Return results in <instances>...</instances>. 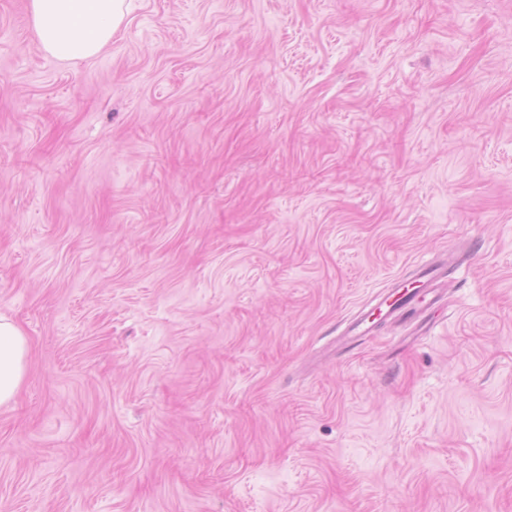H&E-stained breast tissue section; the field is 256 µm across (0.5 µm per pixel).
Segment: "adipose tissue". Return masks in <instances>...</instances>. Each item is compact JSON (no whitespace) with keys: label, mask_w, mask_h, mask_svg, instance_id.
Returning <instances> with one entry per match:
<instances>
[{"label":"adipose tissue","mask_w":512,"mask_h":512,"mask_svg":"<svg viewBox=\"0 0 512 512\" xmlns=\"http://www.w3.org/2000/svg\"><path fill=\"white\" fill-rule=\"evenodd\" d=\"M29 8L40 50L64 64L101 54L128 13L127 0H29ZM28 351L19 325L0 314V406L20 390Z\"/></svg>","instance_id":"adipose-tissue-1"}]
</instances>
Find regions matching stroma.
Returning <instances> with one entry per match:
<instances>
[{"mask_svg":"<svg viewBox=\"0 0 512 512\" xmlns=\"http://www.w3.org/2000/svg\"><path fill=\"white\" fill-rule=\"evenodd\" d=\"M0 313V512H512V0H0ZM29 8L38 47L64 64L101 54L128 13L126 0H29ZM446 271L436 264L419 268L413 279L399 283L379 296L378 301L352 319L345 330L343 346L367 336L376 324L383 321L410 318L417 320L422 308L439 300L440 282ZM29 345L10 317L0 314V406L12 402L26 374Z\"/></svg>","mask_w":512,"mask_h":512,"instance_id":"35a3bbf8","label":"stroma"}]
</instances>
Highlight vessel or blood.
Returning a JSON list of instances; mask_svg holds the SVG:
<instances>
[{
	"label": "vessel or blood",
	"mask_w": 512,
	"mask_h": 512,
	"mask_svg": "<svg viewBox=\"0 0 512 512\" xmlns=\"http://www.w3.org/2000/svg\"><path fill=\"white\" fill-rule=\"evenodd\" d=\"M446 272L429 264L419 268L413 279L399 283L379 296L377 302L352 319L345 330V343L367 336L376 324L401 318L418 319L425 307L439 299L438 286Z\"/></svg>",
	"instance_id": "vessel-or-blood-1"
}]
</instances>
